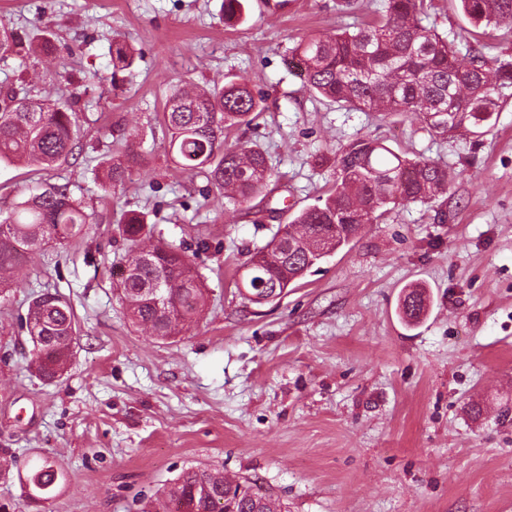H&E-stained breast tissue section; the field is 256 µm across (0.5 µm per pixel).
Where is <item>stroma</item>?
Segmentation results:
<instances>
[{"instance_id": "stroma-1", "label": "stroma", "mask_w": 512, "mask_h": 512, "mask_svg": "<svg viewBox=\"0 0 512 512\" xmlns=\"http://www.w3.org/2000/svg\"><path fill=\"white\" fill-rule=\"evenodd\" d=\"M383 0H288L279 18L251 10L224 22V0H0V20L51 55L0 60V87L52 71L53 99L78 96L81 152L53 169L0 164V208L40 184L72 183L95 222L66 247L45 246L0 295V504L8 512H139L163 507L183 471L208 466L249 480L282 512H512V107L480 140L431 134L414 116L386 118L312 97L292 63L297 42L372 19ZM427 28L459 51L512 54V33L482 36L453 0H433ZM134 49L113 72V43ZM247 79L263 112L225 130L258 145L267 196L217 209L215 188L166 159L160 123L170 91ZM368 136L408 157L446 163L447 223L421 206L391 209L273 302L238 281L256 248L334 184L335 152ZM139 157L104 192L92 170L125 149ZM148 214L153 239L179 245L205 288L201 315L171 340L132 326L116 284L129 255L125 212ZM206 241L208 250L197 248ZM424 287L420 323L398 315ZM58 289L78 345L64 377L30 373L22 326L33 296ZM64 477L28 496L43 458Z\"/></svg>"}]
</instances>
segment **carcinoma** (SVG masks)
<instances>
[{
  "instance_id": "obj_1",
  "label": "carcinoma",
  "mask_w": 512,
  "mask_h": 512,
  "mask_svg": "<svg viewBox=\"0 0 512 512\" xmlns=\"http://www.w3.org/2000/svg\"><path fill=\"white\" fill-rule=\"evenodd\" d=\"M475 28L494 31L512 23V0H458ZM432 0H387L370 23L338 27L302 41L292 55L304 72L308 93L347 110L388 116L415 114L432 134L448 136L464 128L476 137L512 104V55L488 56L474 48L459 59L448 39L422 25ZM247 0H224V20L238 22ZM22 37L0 22V59L20 55ZM134 53L112 45V67L132 68ZM263 111L245 82L229 80L211 91L176 89L167 98L162 123L167 157L184 171L204 175L220 190L214 205L243 204L260 196L271 170L265 154L253 146L227 147L224 129L250 126ZM76 110L69 101L37 99L20 84L7 90L0 107V164L25 163L52 169L68 162L77 146ZM104 189L125 180L127 163L101 164ZM335 186L322 203L296 213L284 226L280 253L250 263L241 278L244 297L255 304L280 296L327 252L348 245L359 229L377 224L388 207L420 204L448 219L441 201L449 183L448 166L423 157L409 158L376 139L359 138L336 153ZM89 215L70 184H48L41 192L0 212V294L11 274L23 267L35 248L53 240L66 245L81 235ZM145 214H126L122 233L134 246L127 274L119 280V298L127 318L162 339L179 335L200 313L202 283L182 249L159 241L144 244ZM428 309L425 290L406 289L399 304L402 320L412 325ZM24 328L39 338L30 368L46 384L60 380L77 344L76 315L65 296L45 292L29 304ZM63 472L45 459L25 476L31 491L47 498ZM248 482L232 483L209 467L188 471L164 489L168 512H276L271 498L254 500Z\"/></svg>"
}]
</instances>
